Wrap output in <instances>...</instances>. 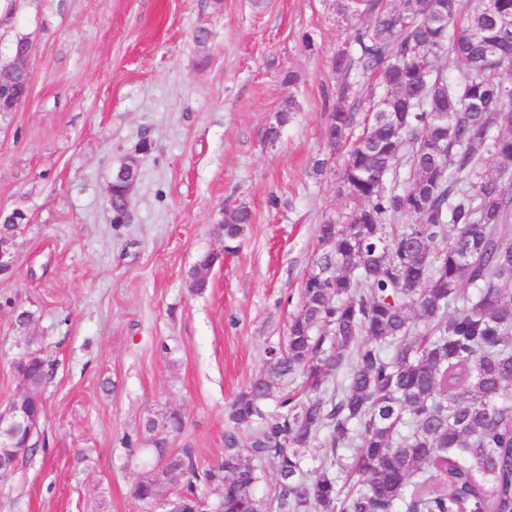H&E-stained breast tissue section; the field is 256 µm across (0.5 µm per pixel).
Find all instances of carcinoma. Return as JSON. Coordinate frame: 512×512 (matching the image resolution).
I'll return each mask as SVG.
<instances>
[{
    "label": "carcinoma",
    "mask_w": 512,
    "mask_h": 512,
    "mask_svg": "<svg viewBox=\"0 0 512 512\" xmlns=\"http://www.w3.org/2000/svg\"><path fill=\"white\" fill-rule=\"evenodd\" d=\"M335 2L367 22L330 58V153L313 173L334 176L347 211L319 225L300 308L229 406L221 460L169 450L180 413L150 420L143 452L167 467L133 496L150 504L173 473L200 512L215 476L219 512H512V0L467 15L461 0ZM298 109L288 96L263 138ZM249 224L246 205L224 213V253ZM220 259L200 254L190 287ZM31 374L43 391V357Z\"/></svg>",
    "instance_id": "obj_1"
}]
</instances>
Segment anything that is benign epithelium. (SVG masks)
Instances as JSON below:
<instances>
[{
	"mask_svg": "<svg viewBox=\"0 0 512 512\" xmlns=\"http://www.w3.org/2000/svg\"><path fill=\"white\" fill-rule=\"evenodd\" d=\"M33 55L32 45L18 51L13 61V72L22 82V91L18 94L0 98V112H14L21 107L31 93V73L29 62ZM13 253L9 241L0 238V275L8 274L13 269ZM18 393L6 405L0 407V476L13 472L17 460L25 451L36 445L41 418L33 414L29 404L38 400L28 388L26 379L20 372H15Z\"/></svg>",
	"mask_w": 512,
	"mask_h": 512,
	"instance_id": "7a95c632",
	"label": "benign epithelium"
}]
</instances>
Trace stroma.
<instances>
[{
    "label": "stroma",
    "mask_w": 512,
    "mask_h": 512,
    "mask_svg": "<svg viewBox=\"0 0 512 512\" xmlns=\"http://www.w3.org/2000/svg\"><path fill=\"white\" fill-rule=\"evenodd\" d=\"M7 12L0 61L21 36L35 52L30 98L0 112V225L25 216L0 277V404L21 354L54 373L47 447L0 478V512H148L122 435L177 411L185 427L169 448L221 459L225 413L284 338L319 225L345 208L311 168L329 154V60L350 27L332 0H7ZM290 95L299 110L269 143ZM130 157L139 176L116 224L108 185ZM241 203L252 222L239 250L193 290L198 256L222 248L213 226Z\"/></svg>",
    "instance_id": "stroma-1"
}]
</instances>
